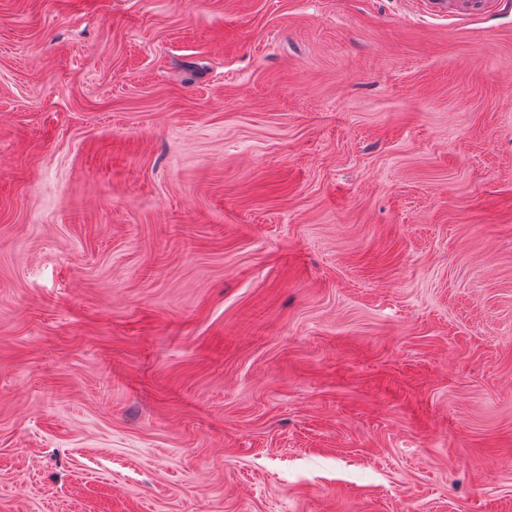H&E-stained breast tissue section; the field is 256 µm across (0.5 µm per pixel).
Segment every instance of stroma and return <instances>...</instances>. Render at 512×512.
Instances as JSON below:
<instances>
[{
    "instance_id": "1",
    "label": "stroma",
    "mask_w": 512,
    "mask_h": 512,
    "mask_svg": "<svg viewBox=\"0 0 512 512\" xmlns=\"http://www.w3.org/2000/svg\"><path fill=\"white\" fill-rule=\"evenodd\" d=\"M512 512V15L0 0V512Z\"/></svg>"
}]
</instances>
